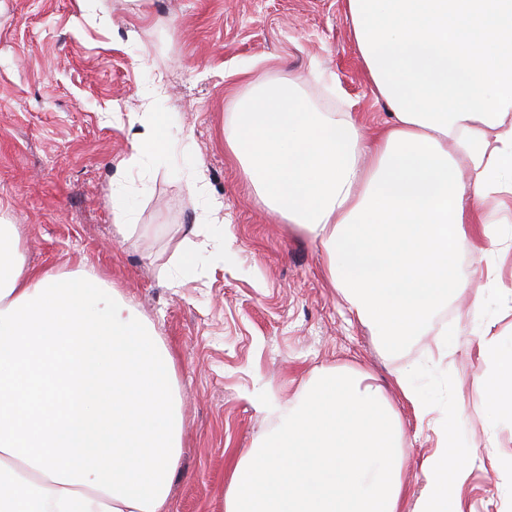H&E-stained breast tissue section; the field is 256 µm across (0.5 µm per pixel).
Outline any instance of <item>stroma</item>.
Returning <instances> with one entry per match:
<instances>
[{
    "instance_id": "stroma-1",
    "label": "stroma",
    "mask_w": 512,
    "mask_h": 512,
    "mask_svg": "<svg viewBox=\"0 0 512 512\" xmlns=\"http://www.w3.org/2000/svg\"><path fill=\"white\" fill-rule=\"evenodd\" d=\"M297 76L311 106L350 113L366 132L393 120L344 0H0V218L18 225L29 267L93 270L172 352L184 427L176 512H224L234 459L277 424L268 404L292 399L322 367L384 386L403 424L410 496L425 484L437 437L393 373H447L473 456L455 496L465 512H512V475L498 467L512 459V428L489 447L471 324L482 299L483 328L512 339V301L484 297L480 253L464 250L468 286L438 317L458 327L448 352L430 330L389 355L331 288L319 247L265 209L224 148V114L249 78ZM332 81L343 100L330 95ZM135 112L145 124L162 114L192 128L183 149L224 204L223 254H192L175 283L165 271L203 202L181 170L123 167ZM116 184L139 199L125 238L109 206Z\"/></svg>"
}]
</instances>
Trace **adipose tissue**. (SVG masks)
Returning <instances> with one entry per match:
<instances>
[{"label": "adipose tissue", "mask_w": 512, "mask_h": 512, "mask_svg": "<svg viewBox=\"0 0 512 512\" xmlns=\"http://www.w3.org/2000/svg\"><path fill=\"white\" fill-rule=\"evenodd\" d=\"M356 48L392 124L366 136L349 113L315 110L300 82L248 81L224 144L264 205L321 249L349 312L395 354L465 288L449 252L483 239L496 271L512 225L483 212L512 197V0H345ZM165 122L133 136L128 168L187 166L206 199L184 242L223 236L203 165ZM490 436L512 426V341L475 333ZM175 361L130 301L93 271L28 267L0 224V512H173L183 422ZM394 380L418 419L448 380ZM433 421L425 486L404 510V429L369 375L326 368L275 432L233 463L224 512H447L468 476L454 416Z\"/></svg>", "instance_id": "1"}]
</instances>
